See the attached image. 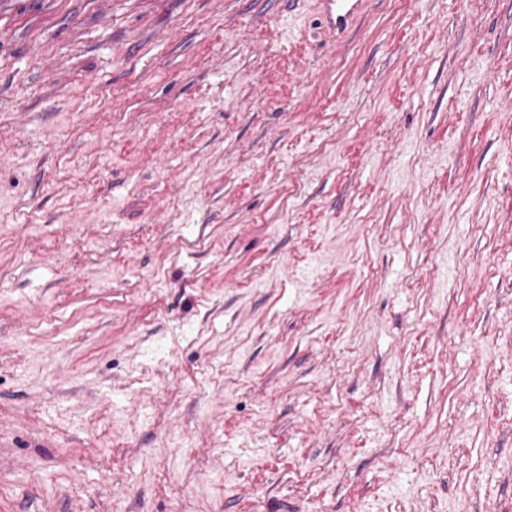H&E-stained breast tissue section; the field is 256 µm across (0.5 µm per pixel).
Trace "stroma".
<instances>
[{"label":"stroma","instance_id":"obj_1","mask_svg":"<svg viewBox=\"0 0 512 512\" xmlns=\"http://www.w3.org/2000/svg\"><path fill=\"white\" fill-rule=\"evenodd\" d=\"M0 512H512V0H0ZM366 0H317L323 24L334 33H344L358 20Z\"/></svg>","mask_w":512,"mask_h":512}]
</instances>
